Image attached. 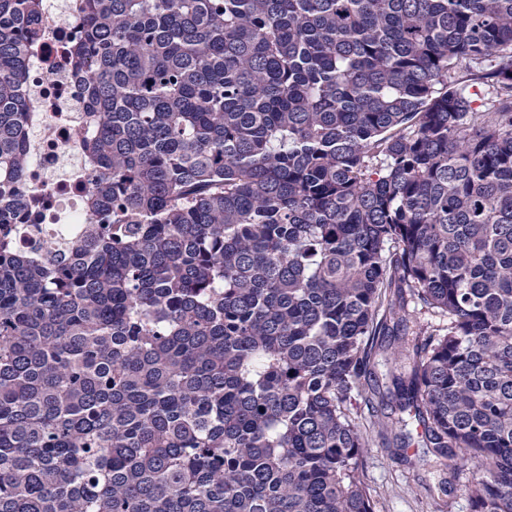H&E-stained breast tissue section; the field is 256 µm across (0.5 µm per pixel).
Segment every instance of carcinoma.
Returning <instances> with one entry per match:
<instances>
[{"mask_svg":"<svg viewBox=\"0 0 512 512\" xmlns=\"http://www.w3.org/2000/svg\"><path fill=\"white\" fill-rule=\"evenodd\" d=\"M82 8L92 223L24 252L0 0V512H375L406 414L512 512V0Z\"/></svg>","mask_w":512,"mask_h":512,"instance_id":"obj_1","label":"carcinoma"}]
</instances>
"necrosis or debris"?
Segmentation results:
<instances>
[{"mask_svg": "<svg viewBox=\"0 0 512 512\" xmlns=\"http://www.w3.org/2000/svg\"><path fill=\"white\" fill-rule=\"evenodd\" d=\"M85 22L81 0H41L26 53L23 89L30 106L23 136L34 189L28 221L60 239L80 236L91 221L86 144L97 126L87 114V80L70 64V50Z\"/></svg>", "mask_w": 512, "mask_h": 512, "instance_id": "necrosis-or-debris-1", "label": "necrosis or debris"}]
</instances>
